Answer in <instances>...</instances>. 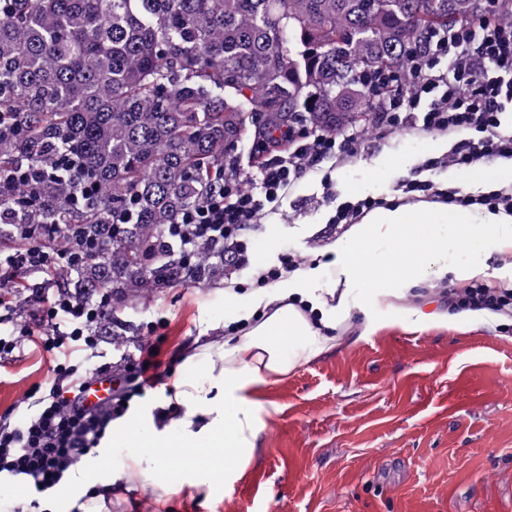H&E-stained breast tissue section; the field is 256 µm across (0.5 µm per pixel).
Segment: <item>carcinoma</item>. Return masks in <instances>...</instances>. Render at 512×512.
<instances>
[{"mask_svg":"<svg viewBox=\"0 0 512 512\" xmlns=\"http://www.w3.org/2000/svg\"><path fill=\"white\" fill-rule=\"evenodd\" d=\"M483 0H0V246L101 255L50 279L82 298L184 284L165 230L235 146L284 125L368 128L373 84ZM87 187L73 198L74 184ZM203 253L189 281L216 282Z\"/></svg>","mask_w":512,"mask_h":512,"instance_id":"carcinoma-1","label":"carcinoma"}]
</instances>
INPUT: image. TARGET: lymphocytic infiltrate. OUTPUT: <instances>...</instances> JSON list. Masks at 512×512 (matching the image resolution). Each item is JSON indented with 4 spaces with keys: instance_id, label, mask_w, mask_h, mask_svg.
<instances>
[{
    "instance_id": "obj_1",
    "label": "lymphocytic infiltrate",
    "mask_w": 512,
    "mask_h": 512,
    "mask_svg": "<svg viewBox=\"0 0 512 512\" xmlns=\"http://www.w3.org/2000/svg\"><path fill=\"white\" fill-rule=\"evenodd\" d=\"M412 54L415 76L403 94L381 100L372 130L293 132L291 148L257 169L234 166L204 203L183 211L168 226L171 261L187 268L196 254L208 249L214 258L223 259L225 277L250 269L262 287L301 268L306 259L293 252L283 254L275 265L252 268L248 234L258 230L267 205L322 163L355 157L365 145L398 131L442 133L450 138L445 154L419 163L422 171L512 161V23L493 24L482 17L452 26L426 35ZM403 192L406 202L413 204L479 205L512 216V184L472 194L412 179L406 181ZM68 261L64 251L26 247L8 254L5 265L13 273L44 274ZM30 297L36 307L35 326L19 336L0 333V359L29 341L55 352L58 362L52 384L32 390V412L18 423L0 424V474L25 476L41 494L58 486L72 466L99 446L108 424L125 414L126 402L163 380L158 351L165 339L156 337L123 355L116 367L87 364L75 355L95 349L101 328L111 324V290L81 300L65 288H35ZM440 297L454 309L488 310L512 318V286L475 281L446 286ZM111 373L117 374L119 382L111 399L92 409L81 407L88 381Z\"/></svg>"
}]
</instances>
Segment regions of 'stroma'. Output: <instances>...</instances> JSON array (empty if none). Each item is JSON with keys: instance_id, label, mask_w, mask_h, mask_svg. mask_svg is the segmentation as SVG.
<instances>
[{"instance_id": "stroma-1", "label": "stroma", "mask_w": 512, "mask_h": 512, "mask_svg": "<svg viewBox=\"0 0 512 512\" xmlns=\"http://www.w3.org/2000/svg\"><path fill=\"white\" fill-rule=\"evenodd\" d=\"M402 131L357 157L322 168L269 205L249 236L255 266L292 251L320 261L315 294L348 293L349 341L288 375L252 387L261 404L258 439L230 491L210 495L179 468L154 470L155 451L110 438L83 460L87 483H110L90 512H512V321L443 322L433 280L404 297L372 298L340 269L328 219L339 200L401 202L399 188L421 152ZM408 307L425 317L410 321ZM223 284L191 283L137 295L112 310L114 327L91 350L93 363L119 361L155 326L174 377L189 356L223 343ZM54 353L22 345L0 363V423L27 413L28 395L50 382ZM80 490L64 483L40 497L0 478V499L27 512H74Z\"/></svg>"}]
</instances>
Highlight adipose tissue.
<instances>
[{
  "label": "adipose tissue",
  "instance_id": "ef3b65f1",
  "mask_svg": "<svg viewBox=\"0 0 512 512\" xmlns=\"http://www.w3.org/2000/svg\"><path fill=\"white\" fill-rule=\"evenodd\" d=\"M507 242L512 243V217L504 214L460 211L449 217L433 207L413 212L398 205L353 227L336 253L361 287L391 296L447 272L463 281L480 276L484 256ZM314 276L311 269L294 273L280 291L260 300L263 320H256V310L235 313L232 320L244 328L243 336L190 357L189 374L175 384L172 396L182 409L170 423L180 441L136 416L119 426L118 435L155 447L159 471L179 465L182 448L222 446L223 463L194 470L192 484L210 492L226 485L256 446L257 412L248 389L339 343L335 332L350 315L349 303L343 296L333 305L316 297L310 289Z\"/></svg>",
  "mask_w": 512,
  "mask_h": 512
}]
</instances>
